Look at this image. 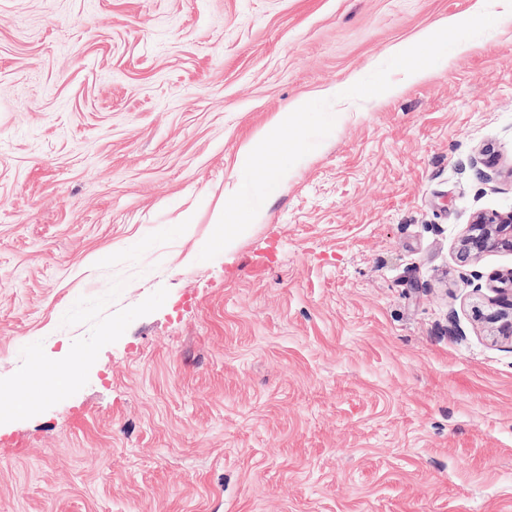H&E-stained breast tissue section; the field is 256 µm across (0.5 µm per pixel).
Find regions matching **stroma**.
Returning a JSON list of instances; mask_svg holds the SVG:
<instances>
[{"label": "stroma", "mask_w": 512, "mask_h": 512, "mask_svg": "<svg viewBox=\"0 0 512 512\" xmlns=\"http://www.w3.org/2000/svg\"><path fill=\"white\" fill-rule=\"evenodd\" d=\"M479 0H0V512H512V344L457 258L512 211V24L200 260L242 145ZM497 175L481 177V151ZM195 223L181 236L170 225Z\"/></svg>", "instance_id": "stroma-1"}]
</instances>
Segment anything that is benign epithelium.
<instances>
[{
	"label": "benign epithelium",
	"mask_w": 512,
	"mask_h": 512,
	"mask_svg": "<svg viewBox=\"0 0 512 512\" xmlns=\"http://www.w3.org/2000/svg\"><path fill=\"white\" fill-rule=\"evenodd\" d=\"M489 251L512 252V211L476 214L460 240L457 257L466 264ZM489 281L494 297L486 308H475V315L488 336L512 341V269L492 274Z\"/></svg>",
	"instance_id": "benign-epithelium-1"
}]
</instances>
